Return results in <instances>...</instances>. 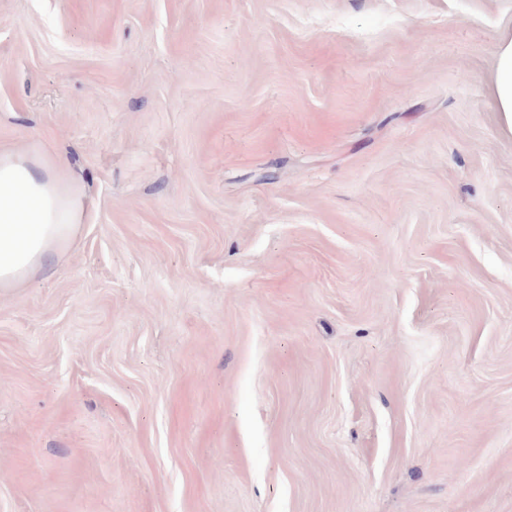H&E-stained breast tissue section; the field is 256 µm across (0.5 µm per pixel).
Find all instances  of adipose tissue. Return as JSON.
Listing matches in <instances>:
<instances>
[{
    "instance_id": "1",
    "label": "adipose tissue",
    "mask_w": 512,
    "mask_h": 512,
    "mask_svg": "<svg viewBox=\"0 0 512 512\" xmlns=\"http://www.w3.org/2000/svg\"><path fill=\"white\" fill-rule=\"evenodd\" d=\"M492 96L512 135V34L497 46ZM87 205L62 158L0 150V288L14 287L67 244Z\"/></svg>"
}]
</instances>
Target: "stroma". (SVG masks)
I'll list each match as a JSON object with an SVG mask.
<instances>
[{
  "label": "stroma",
  "mask_w": 512,
  "mask_h": 512,
  "mask_svg": "<svg viewBox=\"0 0 512 512\" xmlns=\"http://www.w3.org/2000/svg\"><path fill=\"white\" fill-rule=\"evenodd\" d=\"M512 0H0V149L93 205L0 289V512H512ZM492 96L503 130L512 135V33L502 36L497 46Z\"/></svg>",
  "instance_id": "35a3bbf8"
}]
</instances>
